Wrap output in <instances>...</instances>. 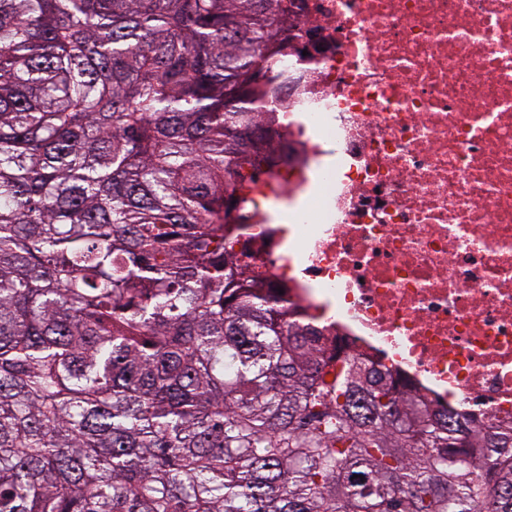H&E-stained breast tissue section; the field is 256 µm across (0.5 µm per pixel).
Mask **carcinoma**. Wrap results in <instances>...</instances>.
Returning a JSON list of instances; mask_svg holds the SVG:
<instances>
[{"label":"carcinoma","instance_id":"cac0c4a2","mask_svg":"<svg viewBox=\"0 0 512 512\" xmlns=\"http://www.w3.org/2000/svg\"><path fill=\"white\" fill-rule=\"evenodd\" d=\"M287 27L0 0V512H512V429L319 344L237 256Z\"/></svg>","mask_w":512,"mask_h":512}]
</instances>
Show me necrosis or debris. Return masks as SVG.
Listing matches in <instances>:
<instances>
[{
	"label": "necrosis or debris",
	"instance_id": "obj_1",
	"mask_svg": "<svg viewBox=\"0 0 512 512\" xmlns=\"http://www.w3.org/2000/svg\"><path fill=\"white\" fill-rule=\"evenodd\" d=\"M242 259L350 354L512 427V0H289Z\"/></svg>",
	"mask_w": 512,
	"mask_h": 512
}]
</instances>
